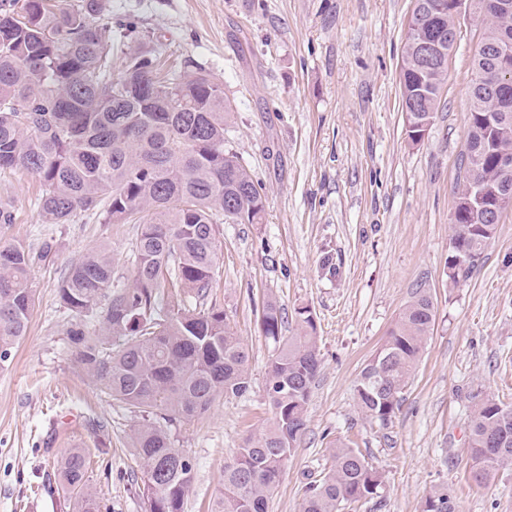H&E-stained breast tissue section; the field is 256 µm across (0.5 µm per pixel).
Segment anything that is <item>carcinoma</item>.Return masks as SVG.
I'll use <instances>...</instances> for the list:
<instances>
[{
    "instance_id": "obj_1",
    "label": "carcinoma",
    "mask_w": 512,
    "mask_h": 512,
    "mask_svg": "<svg viewBox=\"0 0 512 512\" xmlns=\"http://www.w3.org/2000/svg\"><path fill=\"white\" fill-rule=\"evenodd\" d=\"M426 24L412 17L404 46L400 87L406 121H430L448 66L422 67L413 45L446 29L452 54L461 33L448 11ZM103 0L76 6L59 0H0V170L22 168L42 186L38 216L68 224L84 213L105 223L137 224L133 285L112 290V255L92 250L73 262L58 286L74 314L67 331L75 360L112 399L138 412L131 447L141 467L139 493L149 512H184L193 464L175 446L169 428L208 411L219 396L249 389V352L235 336L224 309L208 297L218 270V225L260 224L265 197L250 170L224 149L231 107L224 88L203 72L155 75L156 49L124 53L112 66L115 44L127 24L112 26ZM482 37L473 58L466 151L459 159V187L451 217L448 282L471 278L476 264L456 266L462 252L479 260L498 225L472 216L476 186L509 185L497 158L512 150V92L487 77L485 46L512 35V9L481 15ZM54 243L37 251L22 244L0 248V361L26 336L34 307L30 275ZM167 294V310L157 297ZM300 334L284 337L277 301L262 308L261 325L272 340L268 396L274 421L238 449L224 466V497L214 512H268V501L305 429L306 405L320 359L312 312L296 311ZM435 322L428 289L419 287L387 339L355 384L366 416L388 424L415 376ZM124 337L114 350L112 340ZM473 479L488 480L512 463V407L492 399L476 404L468 420ZM56 488L76 512H101L88 479V454L69 449L56 463ZM383 476L347 446L333 449L331 469L307 483L301 512H342L376 496ZM438 493L423 512H455Z\"/></svg>"
}]
</instances>
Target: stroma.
<instances>
[{
    "label": "stroma",
    "mask_w": 512,
    "mask_h": 512,
    "mask_svg": "<svg viewBox=\"0 0 512 512\" xmlns=\"http://www.w3.org/2000/svg\"><path fill=\"white\" fill-rule=\"evenodd\" d=\"M113 23L134 22L186 71L203 68L224 86L233 112L224 147L265 195L260 224H223L213 297L250 353L248 392L217 398L175 425L194 465L185 512H211L224 466L274 419L267 397L272 345L261 332L267 297L299 331L298 308L315 318L320 371L306 427L281 474L269 512H300L305 485L352 444L383 474L374 498L347 512H423L448 493L456 512H512V465L473 479L468 417L473 392L512 406V211L472 278L448 284L457 159L467 139L468 82L479 40L471 14L425 137L406 131L399 70L414 0H106ZM40 183L22 169L0 172V245L55 253L33 274L28 333L0 363V512H74L49 493L58 458L91 451L89 482L103 512H147L131 475L130 437L140 417L100 390L74 360L72 315L58 284L86 252L107 248L117 287H129L134 224L77 215L39 221ZM436 307L415 377L389 424L366 418L354 392L418 284ZM104 419L107 432L92 430Z\"/></svg>",
    "instance_id": "stroma-1"
}]
</instances>
